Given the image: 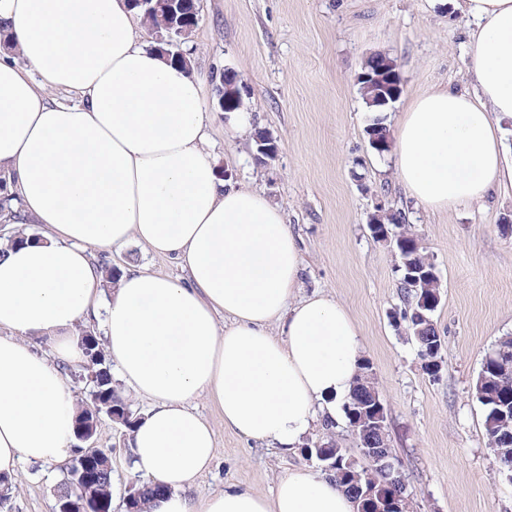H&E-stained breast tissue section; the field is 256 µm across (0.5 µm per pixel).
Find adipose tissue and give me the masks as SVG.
Wrapping results in <instances>:
<instances>
[{
  "instance_id": "ef3b65f1",
  "label": "adipose tissue",
  "mask_w": 512,
  "mask_h": 512,
  "mask_svg": "<svg viewBox=\"0 0 512 512\" xmlns=\"http://www.w3.org/2000/svg\"><path fill=\"white\" fill-rule=\"evenodd\" d=\"M456 6L473 21V89L424 92L394 134L398 176L432 211L512 186L500 127L512 119V0ZM143 33L127 0H0V178L12 198L0 223L45 228L41 241L0 254V477L15 482L21 462L72 452L79 406L64 367L82 360L77 327L103 303L122 380L153 401L131 435L134 472L164 488L148 512H358L308 469L288 472L270 500L188 494L215 455L192 400L209 397L225 427L289 450L314 423L335 421L360 347L343 305L294 300L302 260L281 209L218 175L205 149L204 77ZM133 242L182 276L128 271L102 302L91 248Z\"/></svg>"
}]
</instances>
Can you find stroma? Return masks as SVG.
I'll return each mask as SVG.
<instances>
[{"label": "stroma", "mask_w": 512, "mask_h": 512, "mask_svg": "<svg viewBox=\"0 0 512 512\" xmlns=\"http://www.w3.org/2000/svg\"><path fill=\"white\" fill-rule=\"evenodd\" d=\"M198 22L183 39L190 69L224 71L248 88V128L225 127L216 116L208 149L217 171L278 205L300 249L296 298L324 295L350 312L387 410L388 444L405 476L413 512H512V483L501 473L484 433L485 409L475 396L483 360L512 336V192L482 205L436 214L417 206L393 167L368 142L371 118L356 76L366 57L388 54L403 91L384 112L396 129L406 106L436 84L469 87V21L439 0H195ZM279 145L274 161L254 159V136ZM401 211L406 227L434 263L441 301L433 320L443 340L442 369L430 376L406 324L391 315L403 306L390 242L368 229L377 204ZM94 261L122 269L177 276L181 269L138 244L91 251ZM195 406L216 433V455L191 489L201 497L230 487L271 496L288 471L322 473L305 448L330 439L358 467L370 468L345 417L314 426L290 451L238 436L216 405ZM124 430L100 415L95 447L110 451L116 486L112 512L140 477L131 470ZM0 512H55L65 463L21 466Z\"/></svg>", "instance_id": "35a3bbf8"}]
</instances>
